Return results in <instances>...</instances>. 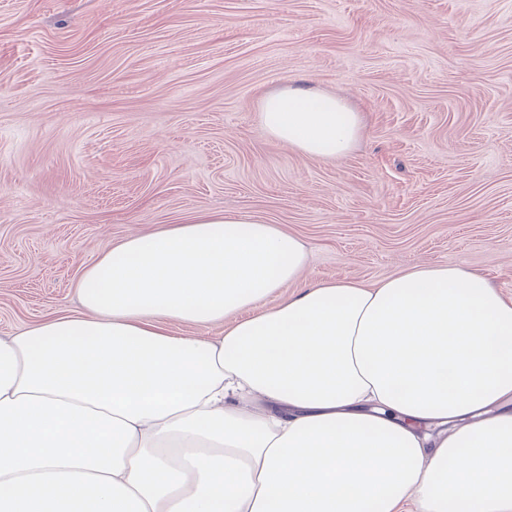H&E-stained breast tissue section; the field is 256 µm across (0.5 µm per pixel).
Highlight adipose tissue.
<instances>
[{"instance_id":"obj_1","label":"adipose tissue","mask_w":512,"mask_h":512,"mask_svg":"<svg viewBox=\"0 0 512 512\" xmlns=\"http://www.w3.org/2000/svg\"><path fill=\"white\" fill-rule=\"evenodd\" d=\"M259 118L313 158L362 131L293 85ZM306 263L240 212L104 251L78 309L0 337V512H512V298L459 265L366 285Z\"/></svg>"}]
</instances>
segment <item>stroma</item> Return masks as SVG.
Here are the masks:
<instances>
[{"mask_svg":"<svg viewBox=\"0 0 512 512\" xmlns=\"http://www.w3.org/2000/svg\"><path fill=\"white\" fill-rule=\"evenodd\" d=\"M345 99L340 158L268 92ZM248 212L307 281L461 264L512 296V0H0V336L77 308L130 231ZM259 118L268 137L313 158L346 155L362 131L344 99L293 85L263 96Z\"/></svg>","mask_w":512,"mask_h":512,"instance_id":"stroma-1","label":"stroma"}]
</instances>
